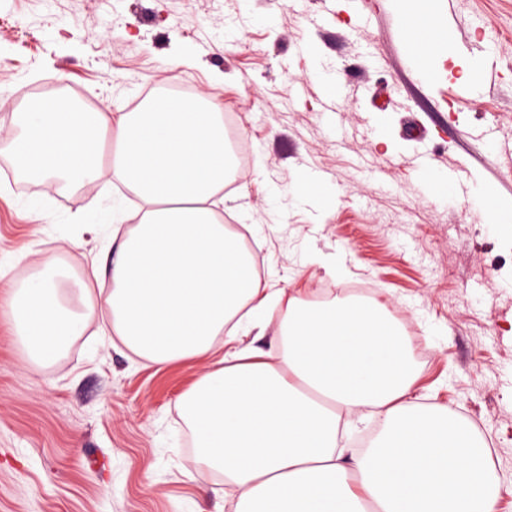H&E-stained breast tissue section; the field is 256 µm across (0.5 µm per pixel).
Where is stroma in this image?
<instances>
[{
    "label": "stroma",
    "mask_w": 512,
    "mask_h": 512,
    "mask_svg": "<svg viewBox=\"0 0 512 512\" xmlns=\"http://www.w3.org/2000/svg\"><path fill=\"white\" fill-rule=\"evenodd\" d=\"M400 0H0V120L54 82L122 112L147 87L208 92L249 141L224 194L272 292L369 281L430 358L413 393L471 423L512 480V237L475 201L512 205V0H442L449 43L417 71ZM492 59L469 83L462 69ZM320 68L337 76L332 134ZM0 130V262L61 256L103 264L112 190L32 189ZM460 175L425 189L422 164ZM322 193L295 198L299 176ZM200 369L160 368L87 329L52 365L33 364L0 306V512H225L224 479L198 477L180 401Z\"/></svg>",
    "instance_id": "obj_1"
}]
</instances>
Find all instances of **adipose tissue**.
<instances>
[{"instance_id": "obj_1", "label": "adipose tissue", "mask_w": 512, "mask_h": 512, "mask_svg": "<svg viewBox=\"0 0 512 512\" xmlns=\"http://www.w3.org/2000/svg\"><path fill=\"white\" fill-rule=\"evenodd\" d=\"M11 130L19 175L66 189L107 174L142 201L108 271L71 280L70 294L57 260L28 258L20 282L0 265L34 363H54L99 320L154 365L195 360L201 372L181 406L203 474L224 477L228 512H496L489 448L468 422L412 399L414 363L383 305L267 292L218 210L228 151L209 100L86 112L40 96L13 113ZM277 303L281 347L269 360L239 332ZM368 407L382 414L380 434L345 461L340 425Z\"/></svg>"}]
</instances>
